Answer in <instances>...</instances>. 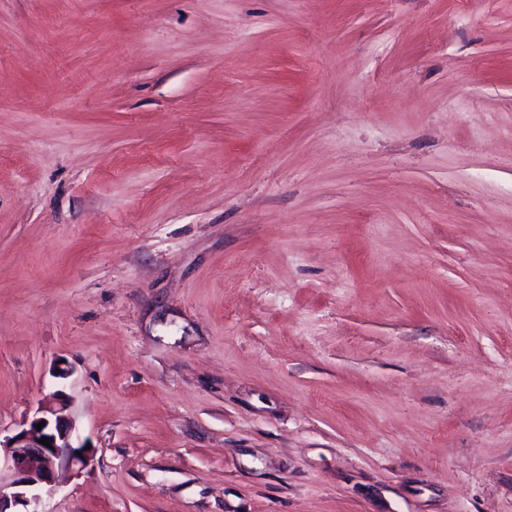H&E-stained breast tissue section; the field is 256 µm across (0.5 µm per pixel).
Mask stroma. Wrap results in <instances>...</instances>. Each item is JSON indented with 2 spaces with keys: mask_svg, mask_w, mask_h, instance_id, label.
Returning a JSON list of instances; mask_svg holds the SVG:
<instances>
[{
  "mask_svg": "<svg viewBox=\"0 0 512 512\" xmlns=\"http://www.w3.org/2000/svg\"><path fill=\"white\" fill-rule=\"evenodd\" d=\"M58 390L43 512H512V0H0V435Z\"/></svg>",
  "mask_w": 512,
  "mask_h": 512,
  "instance_id": "1",
  "label": "stroma"
}]
</instances>
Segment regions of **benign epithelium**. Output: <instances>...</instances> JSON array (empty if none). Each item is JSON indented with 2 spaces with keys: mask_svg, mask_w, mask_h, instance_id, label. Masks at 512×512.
<instances>
[{
  "mask_svg": "<svg viewBox=\"0 0 512 512\" xmlns=\"http://www.w3.org/2000/svg\"><path fill=\"white\" fill-rule=\"evenodd\" d=\"M65 407L61 392L50 394L45 411L55 420L35 417L0 440L10 474L9 482H0V512H42L39 485L54 482L61 470L78 473L92 465L94 449H86L87 441L80 440L73 421L62 414ZM44 437L50 446L39 443Z\"/></svg>",
  "mask_w": 512,
  "mask_h": 512,
  "instance_id": "1",
  "label": "benign epithelium"
}]
</instances>
